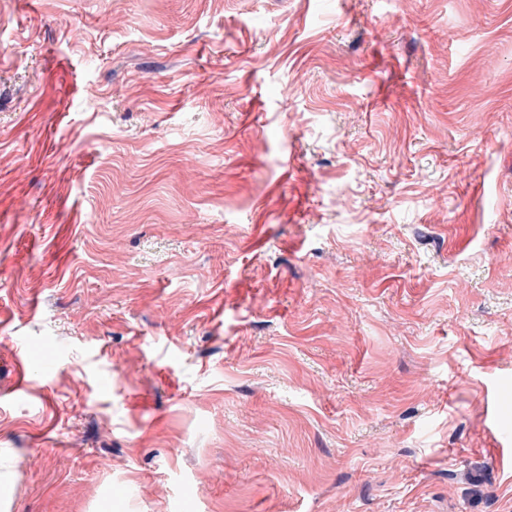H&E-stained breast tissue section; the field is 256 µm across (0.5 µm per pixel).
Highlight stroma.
Here are the masks:
<instances>
[{
	"label": "stroma",
	"instance_id": "stroma-1",
	"mask_svg": "<svg viewBox=\"0 0 512 512\" xmlns=\"http://www.w3.org/2000/svg\"><path fill=\"white\" fill-rule=\"evenodd\" d=\"M512 0H0L9 512H512Z\"/></svg>",
	"mask_w": 512,
	"mask_h": 512
}]
</instances>
